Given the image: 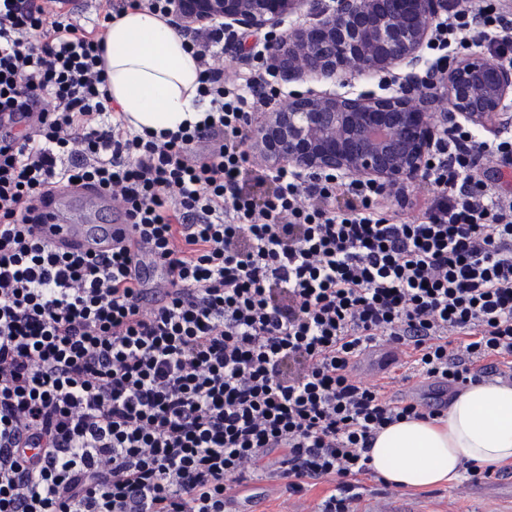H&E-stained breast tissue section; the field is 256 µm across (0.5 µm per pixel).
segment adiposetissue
Here are the masks:
<instances>
[{
  "mask_svg": "<svg viewBox=\"0 0 512 512\" xmlns=\"http://www.w3.org/2000/svg\"><path fill=\"white\" fill-rule=\"evenodd\" d=\"M105 68L112 103L136 131L177 130L200 119L199 68L165 19L127 10L109 23ZM371 465L387 482L422 489L456 479L464 462H512V386L484 382L462 390L440 417L382 430Z\"/></svg>",
  "mask_w": 512,
  "mask_h": 512,
  "instance_id": "ef3b65f1",
  "label": "adipose tissue"
}]
</instances>
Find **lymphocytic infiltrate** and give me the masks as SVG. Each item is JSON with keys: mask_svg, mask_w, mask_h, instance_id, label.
Returning a JSON list of instances; mask_svg holds the SVG:
<instances>
[{"mask_svg": "<svg viewBox=\"0 0 512 512\" xmlns=\"http://www.w3.org/2000/svg\"><path fill=\"white\" fill-rule=\"evenodd\" d=\"M128 9L188 41L199 121L152 135L113 107L103 29ZM476 36L512 65V0H470L428 48ZM224 51L223 24L177 22L171 0H0V512H237L249 482L323 484L313 512H351L377 434L444 409L356 379L365 349L395 348L407 381L512 384V120L488 140L445 114L435 190L407 206L255 164L245 131L280 90L264 62L225 82ZM76 181L132 240L39 236Z\"/></svg>", "mask_w": 512, "mask_h": 512, "instance_id": "lymphocytic-infiltrate-1", "label": "lymphocytic infiltrate"}]
</instances>
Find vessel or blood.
Segmentation results:
<instances>
[{"label":"vessel or blood","instance_id":"b4317fda","mask_svg":"<svg viewBox=\"0 0 512 512\" xmlns=\"http://www.w3.org/2000/svg\"><path fill=\"white\" fill-rule=\"evenodd\" d=\"M75 200L86 201L90 206L111 207L112 200L102 190L92 187H69L55 196L46 211L44 224L39 231L43 238L62 250L75 253L100 252L112 245L113 239L131 238L132 227L128 224L77 223L71 210ZM393 359L391 349L373 346L366 350L355 367L358 376L371 378L388 366Z\"/></svg>","mask_w":512,"mask_h":512}]
</instances>
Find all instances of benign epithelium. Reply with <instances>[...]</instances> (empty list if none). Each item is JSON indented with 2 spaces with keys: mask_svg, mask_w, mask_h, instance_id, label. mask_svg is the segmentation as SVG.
<instances>
[{
  "mask_svg": "<svg viewBox=\"0 0 512 512\" xmlns=\"http://www.w3.org/2000/svg\"><path fill=\"white\" fill-rule=\"evenodd\" d=\"M176 16L195 24L279 29L301 0H173ZM448 0H311L307 20L280 34L275 71L338 78L350 72L390 74L412 64L429 40L430 23ZM433 93L448 111L482 126L512 108V70L490 52L455 62ZM435 132L427 106L411 103L406 84L386 97L292 94L249 128L252 150L276 168L360 175L390 184L421 171Z\"/></svg>",
  "mask_w": 512,
  "mask_h": 512,
  "instance_id": "7a95c632",
  "label": "benign epithelium"
}]
</instances>
